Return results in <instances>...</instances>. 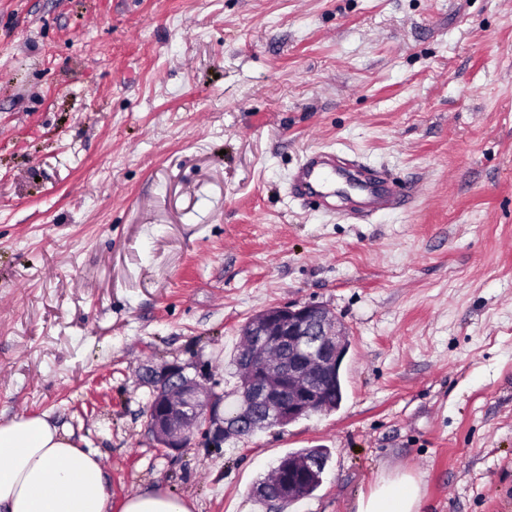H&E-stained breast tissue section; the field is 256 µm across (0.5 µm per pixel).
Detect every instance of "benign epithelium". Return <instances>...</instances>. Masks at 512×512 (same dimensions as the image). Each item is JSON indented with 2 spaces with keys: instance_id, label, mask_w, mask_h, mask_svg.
<instances>
[{
  "instance_id": "7a95c632",
  "label": "benign epithelium",
  "mask_w": 512,
  "mask_h": 512,
  "mask_svg": "<svg viewBox=\"0 0 512 512\" xmlns=\"http://www.w3.org/2000/svg\"><path fill=\"white\" fill-rule=\"evenodd\" d=\"M250 336L246 371L236 411L220 412L221 399L178 364L145 366L153 388L147 427L164 448L186 447L195 432L219 442L236 431H255L274 421H293L326 408L334 394L336 367L349 349L348 332L330 307L306 303L264 310L246 323ZM312 460H281L278 479L255 487L254 494L275 491L286 500L318 476Z\"/></svg>"
}]
</instances>
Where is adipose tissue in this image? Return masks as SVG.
<instances>
[{
  "mask_svg": "<svg viewBox=\"0 0 512 512\" xmlns=\"http://www.w3.org/2000/svg\"><path fill=\"white\" fill-rule=\"evenodd\" d=\"M184 498L137 492L113 507L100 455L80 448L48 416L0 421V512H193ZM421 488L410 474L381 476L356 512H420Z\"/></svg>",
  "mask_w": 512,
  "mask_h": 512,
  "instance_id": "obj_1",
  "label": "adipose tissue"
}]
</instances>
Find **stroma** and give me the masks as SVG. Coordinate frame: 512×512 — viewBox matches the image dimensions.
Wrapping results in <instances>:
<instances>
[{
  "label": "stroma",
  "mask_w": 512,
  "mask_h": 512,
  "mask_svg": "<svg viewBox=\"0 0 512 512\" xmlns=\"http://www.w3.org/2000/svg\"><path fill=\"white\" fill-rule=\"evenodd\" d=\"M314 149L407 205L295 200ZM289 303L348 329L340 407L160 448L143 366L223 394ZM42 413L116 507L263 512L255 483L322 446L288 512H356L392 472L421 512H512V0H0V419ZM194 504L161 491L136 492L127 496L119 512H194Z\"/></svg>",
  "instance_id": "stroma-1"
}]
</instances>
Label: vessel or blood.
I'll use <instances>...</instances> for the list:
<instances>
[{"label":"vessel or blood","instance_id":"1","mask_svg":"<svg viewBox=\"0 0 512 512\" xmlns=\"http://www.w3.org/2000/svg\"><path fill=\"white\" fill-rule=\"evenodd\" d=\"M290 192L330 209L339 203L350 205L368 216L403 203L377 171L354 160L337 159L335 152L325 150L311 153L298 166Z\"/></svg>","mask_w":512,"mask_h":512}]
</instances>
